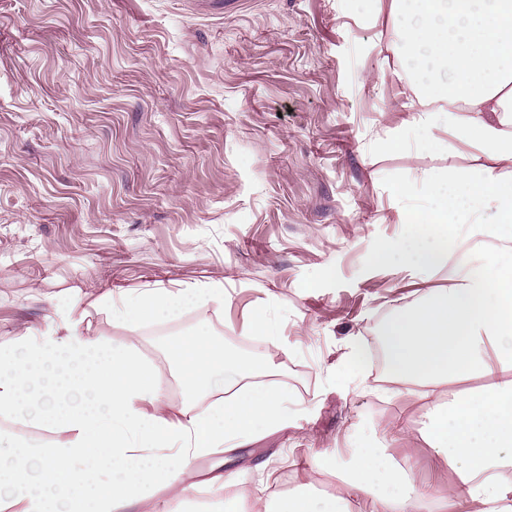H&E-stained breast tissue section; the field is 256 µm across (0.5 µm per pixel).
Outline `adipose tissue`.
I'll return each instance as SVG.
<instances>
[{
  "instance_id": "adipose-tissue-1",
  "label": "adipose tissue",
  "mask_w": 512,
  "mask_h": 512,
  "mask_svg": "<svg viewBox=\"0 0 512 512\" xmlns=\"http://www.w3.org/2000/svg\"><path fill=\"white\" fill-rule=\"evenodd\" d=\"M399 19L393 52L425 111L441 113L450 131L490 156L512 158V0H390ZM427 208L406 213L422 234L381 244L375 258L409 269H447L448 289L424 294L383 332L393 397L426 401L423 436L433 453V479L422 484L385 447L412 437L397 420L383 423V445L347 455L318 453L314 468L336 473L346 497L319 502L295 491L268 501L265 512H352L369 497L371 512H512V264L464 251L449 258L440 228L478 224L484 212L512 226V180L492 167L452 174L431 186ZM74 302L46 331L25 328L0 345V417L15 416L60 433L40 449L16 447L0 458V491L12 512H155L165 491L190 499L181 475L224 444L241 447L286 419L284 395L252 384L263 359L232 351L203 332L168 341L183 404L170 401L140 358L135 342L119 346L87 334L91 312L136 327L173 319L190 308L220 307V288H147L115 304L111 289H74ZM498 374V381L447 399L448 383ZM237 386L235 399L199 408V400ZM453 483H446L447 473Z\"/></svg>"
}]
</instances>
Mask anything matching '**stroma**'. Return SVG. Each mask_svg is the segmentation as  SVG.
<instances>
[{
	"mask_svg": "<svg viewBox=\"0 0 512 512\" xmlns=\"http://www.w3.org/2000/svg\"><path fill=\"white\" fill-rule=\"evenodd\" d=\"M393 29L374 0H0V344L46 329L75 286L223 289L177 333L262 355L287 413L233 456L256 488L244 512L272 493L344 496L308 458L380 441L379 420L427 429L425 402L390 399L373 340L448 275L376 250L413 236L401 215L450 172L512 178V159L447 126L426 143ZM88 322L111 345L136 336L180 407L167 334ZM228 494L216 481L158 512H220Z\"/></svg>",
	"mask_w": 512,
	"mask_h": 512,
	"instance_id": "stroma-1",
	"label": "stroma"
}]
</instances>
